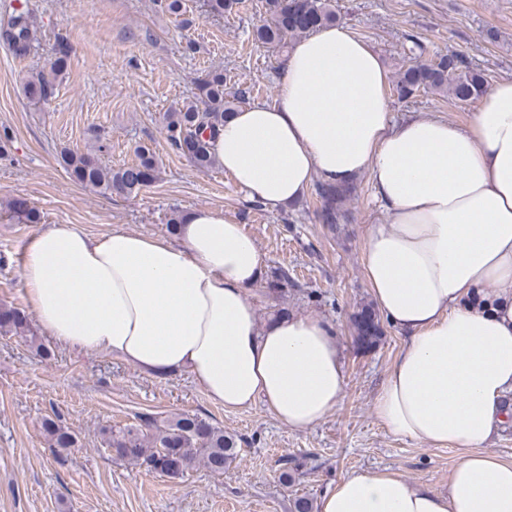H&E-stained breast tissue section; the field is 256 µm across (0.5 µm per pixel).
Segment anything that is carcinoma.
<instances>
[{"instance_id":"obj_1","label":"carcinoma","mask_w":512,"mask_h":512,"mask_svg":"<svg viewBox=\"0 0 512 512\" xmlns=\"http://www.w3.org/2000/svg\"><path fill=\"white\" fill-rule=\"evenodd\" d=\"M234 0H203L202 7L212 17L224 16ZM267 17L255 32V41L273 47H285L288 41L340 21L331 0H266ZM0 39L7 43L16 57L26 58L37 40V23L29 0H17L7 25L0 29ZM71 64L69 40L57 38L54 56L44 66L28 73L24 79L25 97L36 105L48 104L56 94L62 77ZM227 78L220 70H209L199 80L193 99L177 109L163 114L166 139L193 166L207 170L215 164L212 139L224 127V121L245 101L247 91H226ZM394 92L401 101L422 94L451 97L456 101L480 98L485 92V78L470 68L464 56L448 53L425 58L418 54L414 61L399 73ZM95 145L86 151L64 148L59 162L76 183L103 194L136 195L160 178L161 167L155 154L146 146L137 151V159L119 168L102 163L99 152L103 145L99 135H93ZM355 187L322 181L315 192L320 202L318 219L323 224H337L345 216L343 204ZM7 217L22 224H37L38 210L30 201L18 196L6 203ZM291 275L284 268L267 282L277 293L284 292ZM358 344L370 350L377 345L382 328L376 314L364 308L354 317ZM0 336L26 339L43 357L51 351L32 330L24 309L0 305ZM50 447L59 452L77 445V434L60 416L42 423ZM102 445L116 457L133 466L145 467L168 478H179L195 467L214 474L238 457L235 437L210 420L189 412L176 413L162 420L143 414L137 423L123 427L104 425L100 428Z\"/></svg>"}]
</instances>
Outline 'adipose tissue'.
<instances>
[{"label":"adipose tissue","mask_w":512,"mask_h":512,"mask_svg":"<svg viewBox=\"0 0 512 512\" xmlns=\"http://www.w3.org/2000/svg\"><path fill=\"white\" fill-rule=\"evenodd\" d=\"M387 84L379 55L347 26L322 27L285 58L277 103L225 121L215 159L272 210L301 199L313 178L370 175L387 218L367 231L365 278L407 338L375 416L402 438L459 451L447 493L394 471H354L328 486L319 512H512V462L484 450L512 393V81L491 87L464 126L394 121ZM264 270L241 224L199 207L173 241L38 229L21 277L59 344L157 379L190 374L225 409L259 401L305 430L335 410L346 385L336 334L301 314L260 322L248 293ZM485 288L496 304L468 305Z\"/></svg>","instance_id":"ef3b65f1"}]
</instances>
